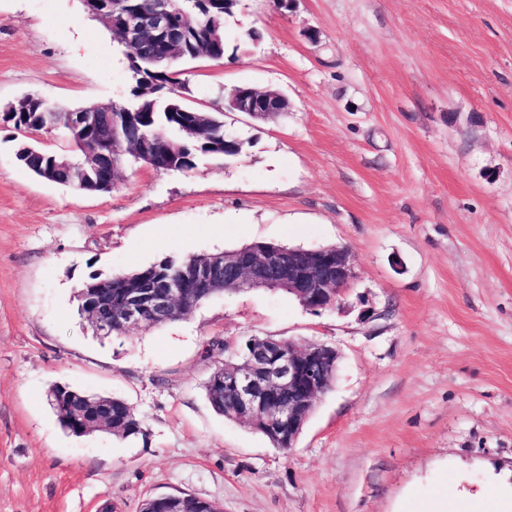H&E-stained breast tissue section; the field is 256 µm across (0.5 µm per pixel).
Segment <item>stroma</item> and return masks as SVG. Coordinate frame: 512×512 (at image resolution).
<instances>
[{"instance_id": "1", "label": "stroma", "mask_w": 512, "mask_h": 512, "mask_svg": "<svg viewBox=\"0 0 512 512\" xmlns=\"http://www.w3.org/2000/svg\"><path fill=\"white\" fill-rule=\"evenodd\" d=\"M224 37L223 61L185 64L190 102L239 86L289 102L269 122L224 113L237 159L132 164L82 194L16 158L65 137L0 124V512H139L181 492L220 512H428L440 496L457 512L455 485L512 475V0H238ZM129 90L126 49L83 0H0V109ZM255 242L349 247L342 307L247 290L107 338L79 313L90 278ZM253 336L340 353L287 452L205 396L207 342ZM55 383L123 399L142 435L65 432Z\"/></svg>"}]
</instances>
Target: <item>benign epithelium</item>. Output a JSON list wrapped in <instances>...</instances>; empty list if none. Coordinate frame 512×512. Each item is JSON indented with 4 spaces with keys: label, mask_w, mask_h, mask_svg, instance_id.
Listing matches in <instances>:
<instances>
[{
    "label": "benign epithelium",
    "mask_w": 512,
    "mask_h": 512,
    "mask_svg": "<svg viewBox=\"0 0 512 512\" xmlns=\"http://www.w3.org/2000/svg\"><path fill=\"white\" fill-rule=\"evenodd\" d=\"M182 0H156L143 10L112 14L107 23L117 30L133 53L139 47H155L154 65L165 71L178 61L176 48L186 37L188 13ZM235 112L268 121L288 110V99L272 90L240 87L229 98ZM356 277L355 264L345 246L288 249L277 246H244L221 257H207L193 276L180 281H158L128 288L119 303L112 300V285L102 281L81 291L82 312L101 336L112 335V322L125 328L165 322L186 295V283L210 286L219 280L237 290L286 288L310 311L337 308ZM224 372L215 380L224 388V402L236 421L288 441L293 447L318 399L331 386L339 366L338 351L323 344L288 342V354L272 356L258 350L228 346ZM61 399L77 403L66 415L72 429H112V404L95 402L63 388ZM183 497L163 495L145 500L140 512H182Z\"/></svg>",
    "instance_id": "obj_1"
}]
</instances>
